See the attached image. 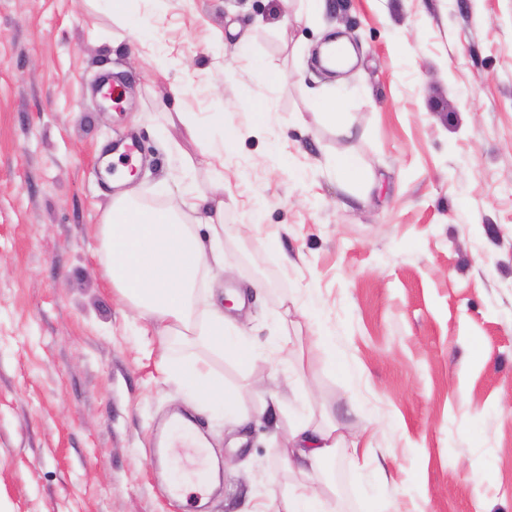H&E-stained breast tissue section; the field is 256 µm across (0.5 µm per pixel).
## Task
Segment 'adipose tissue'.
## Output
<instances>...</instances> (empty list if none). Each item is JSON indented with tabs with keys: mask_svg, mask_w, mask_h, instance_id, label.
Here are the masks:
<instances>
[{
	"mask_svg": "<svg viewBox=\"0 0 512 512\" xmlns=\"http://www.w3.org/2000/svg\"><path fill=\"white\" fill-rule=\"evenodd\" d=\"M183 211L178 206L143 205L130 191L116 196L98 228L101 270L160 343L179 337L206 349L203 357L175 360L166 356L162 363L198 401L234 411L240 406L239 393L211 368L207 357L227 352L245 367L255 351L241 334L232 331L220 305L200 303L198 284L215 269ZM290 436L304 472H324L341 449L356 457L368 453L358 437L339 433L330 422L297 420ZM262 512H337L336 491L331 488L320 495L303 483L278 488Z\"/></svg>",
	"mask_w": 512,
	"mask_h": 512,
	"instance_id": "1",
	"label": "adipose tissue"
}]
</instances>
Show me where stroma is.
Returning a JSON list of instances; mask_svg holds the SVG:
<instances>
[{"instance_id": "obj_1", "label": "stroma", "mask_w": 512, "mask_h": 512, "mask_svg": "<svg viewBox=\"0 0 512 512\" xmlns=\"http://www.w3.org/2000/svg\"><path fill=\"white\" fill-rule=\"evenodd\" d=\"M334 35L359 62L330 76L312 54ZM327 91L349 135L309 111ZM198 124L234 146L203 155ZM121 138L140 201L224 205L203 285L263 349L212 361L247 420L188 398L102 276ZM343 150L372 187L337 179ZM180 412L221 493L174 495L195 465L154 439ZM297 416L372 449L325 470L341 512H512V0H0V512H256L297 479Z\"/></svg>"}]
</instances>
